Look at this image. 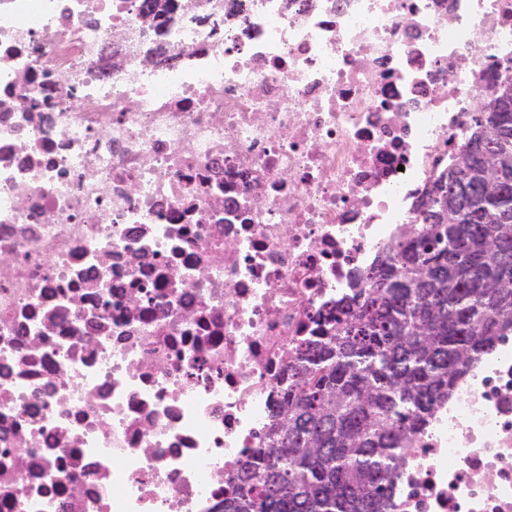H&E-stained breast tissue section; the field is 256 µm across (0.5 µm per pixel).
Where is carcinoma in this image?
I'll return each instance as SVG.
<instances>
[{
  "instance_id": "1",
  "label": "carcinoma",
  "mask_w": 512,
  "mask_h": 512,
  "mask_svg": "<svg viewBox=\"0 0 512 512\" xmlns=\"http://www.w3.org/2000/svg\"><path fill=\"white\" fill-rule=\"evenodd\" d=\"M487 122L476 113L460 161L426 191L421 232L288 367L267 447L218 512H392L411 434L512 334V98Z\"/></svg>"
}]
</instances>
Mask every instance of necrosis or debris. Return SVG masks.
<instances>
[{
  "instance_id": "obj_1",
  "label": "necrosis or debris",
  "mask_w": 512,
  "mask_h": 512,
  "mask_svg": "<svg viewBox=\"0 0 512 512\" xmlns=\"http://www.w3.org/2000/svg\"><path fill=\"white\" fill-rule=\"evenodd\" d=\"M509 58L512 0H0V512H214ZM393 501L512 512V335Z\"/></svg>"
}]
</instances>
